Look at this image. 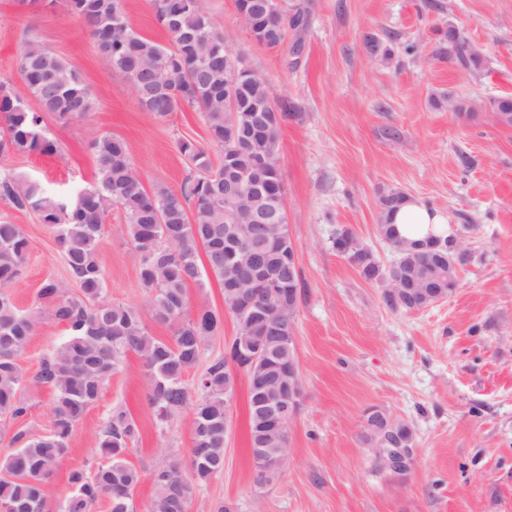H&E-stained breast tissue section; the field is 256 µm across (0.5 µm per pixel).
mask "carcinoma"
I'll list each match as a JSON object with an SVG mask.
<instances>
[{"mask_svg": "<svg viewBox=\"0 0 512 512\" xmlns=\"http://www.w3.org/2000/svg\"><path fill=\"white\" fill-rule=\"evenodd\" d=\"M250 4L256 19L258 45L274 49L293 35L290 51L299 54L309 27L305 4L286 0H235ZM158 22L169 44L135 31L128 23L121 0H69L72 14L86 26L96 53L105 67L127 74L140 68L139 106L163 120L183 106L200 113L208 132V145L192 139L178 142L190 163L179 190L146 187L136 173L126 142L111 134L96 136L91 143L96 173L93 182L73 198L48 192L33 179L0 168V199L21 211H35L42 223L55 229L71 278L80 295L74 296L59 281L47 279L31 309L20 308L10 288L17 283L29 250V240L18 224L0 222V415L25 417L28 404L21 397L26 375L19 358L35 328L43 321L68 327L69 334L42 360L34 381L51 389V430L33 435L16 432L9 441L13 451L0 461V512H45L50 479L66 454L74 426L97 400L106 381L128 357L141 361L150 406L159 426L187 408L192 413L191 465L177 459L148 474L129 460L139 429L131 414L116 409L96 437L99 461L94 471H71L72 495L61 512H91L101 497L110 512H133L134 490L146 479L153 486L147 512H189L199 489L224 472V391L232 385V365L242 364L237 345L224 343V353L204 368L196 380L197 400L185 383L200 363L209 341L221 331L220 315L206 308L194 312L188 306V287L203 288L210 280L247 284L255 265L271 274L277 308L263 305L256 316L280 334L265 338L263 355L245 367L248 379V416L251 453L259 448L289 447L286 426L274 427L262 417L264 400L255 380L273 390L283 371L298 361L297 346L288 341L295 334L301 299L299 272L292 260V245L271 252L261 246L249 216L285 208L279 193L280 168L263 164L268 154L278 160L283 122L267 121L263 105L286 116L276 106L274 92L262 77L247 80L237 100L236 112L224 109L225 58L231 49L203 7V0H152ZM448 57L466 70L479 71L484 58L456 28L448 27ZM21 85L0 83V157L13 153L52 155L56 146L44 133L43 114L64 123L83 118L94 109V100L73 62L53 53L39 38H25L16 61ZM33 98L37 108L25 103ZM499 124L512 127V97L490 101ZM234 119L244 140L257 157L243 154L230 170L224 157L231 145L224 142V123ZM218 156H213L212 150ZM247 175L242 193L224 197V183ZM408 195L392 190L379 198L378 235L396 252L397 260L384 269L373 254L361 247L358 261L368 280L417 278L440 296L458 288V272L448 277V240L440 249L418 250L421 242L407 241L394 233L390 215ZM124 211L122 229L140 258L139 280L144 305L152 320L169 327L172 336L154 335L139 309L101 300L105 291L99 261L104 224L113 207ZM243 245L237 263L227 268L224 256L231 244ZM388 433L413 447V433L403 421H395Z\"/></svg>", "mask_w": 512, "mask_h": 512, "instance_id": "1", "label": "carcinoma"}]
</instances>
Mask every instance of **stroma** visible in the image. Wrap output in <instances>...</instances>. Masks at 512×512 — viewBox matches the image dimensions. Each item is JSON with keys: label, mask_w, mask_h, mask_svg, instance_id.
<instances>
[{"label": "stroma", "mask_w": 512, "mask_h": 512, "mask_svg": "<svg viewBox=\"0 0 512 512\" xmlns=\"http://www.w3.org/2000/svg\"><path fill=\"white\" fill-rule=\"evenodd\" d=\"M310 25L300 57L252 42L234 0H204L230 47L272 85L285 121L279 165L288 234L304 285L296 322L302 394L289 432L288 466L272 485L254 481L248 448L247 378L239 376L224 473L196 494L190 512H512V128L491 99L512 97V0H304ZM455 27L485 58L471 72L448 59ZM74 62L95 109L67 123L45 115L50 156L13 154L6 166L50 192L75 195L95 175L96 134L124 139L145 186L179 189L189 164L180 139L205 142L198 113L160 121L143 111L125 75L100 62L68 0H0V82L19 84L24 31ZM384 52L370 55L369 38ZM415 45L408 53L406 45ZM477 103L473 115L453 103ZM398 190L422 198L462 230L473 260L456 292L419 310L392 309L381 282L364 280L332 247L350 227L383 268L396 254L377 234L378 198ZM21 225L30 242L13 294L36 305L45 279L69 282L53 228L32 211L0 201V221ZM121 209L106 218L100 254L105 301L142 307L139 257L122 233ZM64 326L39 324L19 363L28 376L20 420L0 416V456L20 429L52 426L50 390L35 382ZM135 418L140 437L129 460L150 472L187 460L191 417L157 426L141 362L130 356L74 427L50 482L47 512L70 496L68 475L98 463L94 437L112 410ZM406 422L414 435L406 475L374 472L360 434L369 412Z\"/></svg>", "instance_id": "35a3bbf8"}]
</instances>
